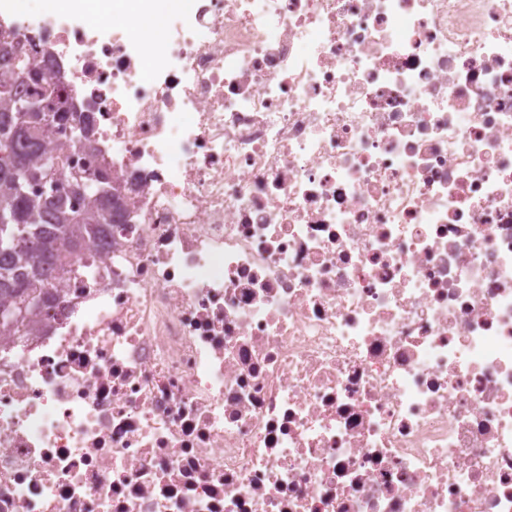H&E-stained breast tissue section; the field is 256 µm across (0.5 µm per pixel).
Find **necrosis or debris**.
Segmentation results:
<instances>
[{
    "mask_svg": "<svg viewBox=\"0 0 512 512\" xmlns=\"http://www.w3.org/2000/svg\"><path fill=\"white\" fill-rule=\"evenodd\" d=\"M0 0L127 199L0 336V512H512V0Z\"/></svg>",
    "mask_w": 512,
    "mask_h": 512,
    "instance_id": "necrosis-or-debris-1",
    "label": "necrosis or debris"
}]
</instances>
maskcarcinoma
I'll return each mask as SVG.
<instances>
[{
    "instance_id": "carcinoma-1",
    "label": "carcinoma",
    "mask_w": 512,
    "mask_h": 512,
    "mask_svg": "<svg viewBox=\"0 0 512 512\" xmlns=\"http://www.w3.org/2000/svg\"><path fill=\"white\" fill-rule=\"evenodd\" d=\"M37 85L35 101L44 99L47 91H63L59 84L28 73ZM29 100L18 96L10 82H0V218L9 220L7 228L26 235L15 243L0 228V308L14 307L31 292L45 296L43 309L18 325L0 323L1 336H24L52 307L54 297L46 285L26 273L31 265L46 272H65L73 257L91 239L109 232L112 211L125 206L118 191L104 184L89 194L82 184L64 173H58L63 186L51 195L46 190L30 193V187L45 184L52 160L44 157L42 146L47 125L53 114L23 112ZM27 173L26 186L18 190L14 176L16 168ZM83 196L86 207L71 209L66 200Z\"/></svg>"
}]
</instances>
